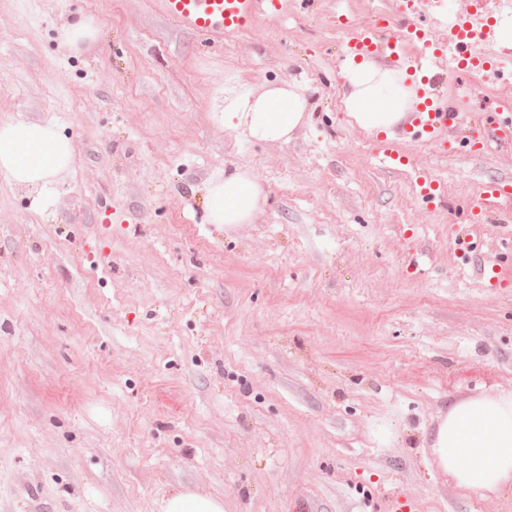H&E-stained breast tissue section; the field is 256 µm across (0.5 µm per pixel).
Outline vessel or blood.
<instances>
[{
	"label": "vessel or blood",
	"mask_w": 512,
	"mask_h": 512,
	"mask_svg": "<svg viewBox=\"0 0 512 512\" xmlns=\"http://www.w3.org/2000/svg\"><path fill=\"white\" fill-rule=\"evenodd\" d=\"M279 0H164L166 11L177 17L181 24L192 31L210 35L237 31L247 27L257 13H271L277 10ZM474 10L473 16L458 19L452 25L447 48L461 73H477L485 80L512 82V69L503 68L488 58L476 53L475 42L479 37L474 17L489 19L494 10L490 0H470ZM402 24L407 33L414 36L421 44L420 60L439 51V43L427 37V30L420 21L419 10L404 7ZM344 57H366L386 66L398 64L400 49L392 44L386 31H364L359 39L349 41L343 50ZM461 117L452 105L437 101L423 103L417 111L409 113L406 118L405 133L411 139L431 138L443 130L453 129ZM474 133L467 139L468 145L488 143L512 144V113L500 112L486 117H477L474 121ZM512 199V175L501 176L490 182L485 194L469 204L474 218L483 219L487 215V205L495 200Z\"/></svg>",
	"instance_id": "vessel-or-blood-1"
}]
</instances>
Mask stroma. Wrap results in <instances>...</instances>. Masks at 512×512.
<instances>
[{"label":"stroma","mask_w":512,"mask_h":512,"mask_svg":"<svg viewBox=\"0 0 512 512\" xmlns=\"http://www.w3.org/2000/svg\"><path fill=\"white\" fill-rule=\"evenodd\" d=\"M371 15L281 0L205 36L160 0H0V121L75 150L41 211L0 177V512H159L177 488L224 512H512V489L459 487L429 448L457 400L512 390V201L467 220L512 147L397 132L384 167L342 103ZM81 16L100 35L74 52ZM272 80L312 101L288 143L214 120L225 88ZM440 99L512 113V83L470 74ZM234 165L266 198L209 223L204 187ZM63 42L71 50L78 51L85 42L95 41L99 34V25L88 18H78L63 28Z\"/></svg>","instance_id":"stroma-1"}]
</instances>
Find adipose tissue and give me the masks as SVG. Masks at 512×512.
Here are the masks:
<instances>
[{
	"mask_svg": "<svg viewBox=\"0 0 512 512\" xmlns=\"http://www.w3.org/2000/svg\"><path fill=\"white\" fill-rule=\"evenodd\" d=\"M343 105L351 122L370 134L392 133L418 102L419 81L365 61L342 70ZM309 96L287 81L262 91L241 88L224 98L216 115L225 131L252 142H289L309 121ZM75 158L69 139L43 122L0 121V176L29 191L33 208ZM264 191L242 166L225 170L206 187L210 223H249ZM430 448L439 468L459 487L498 493L512 486V392L458 400L436 428Z\"/></svg>",
	"mask_w": 512,
	"mask_h": 512,
	"instance_id": "1",
	"label": "adipose tissue"
}]
</instances>
